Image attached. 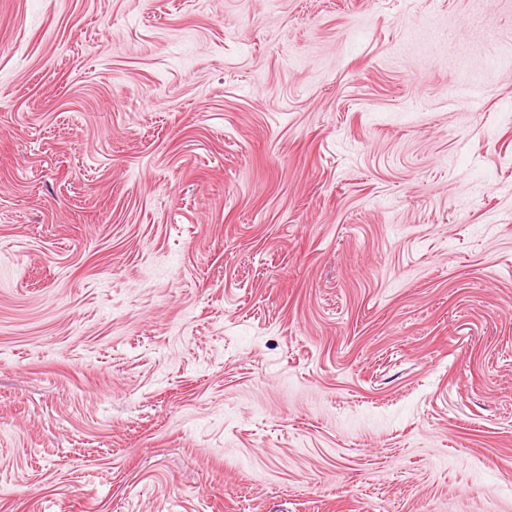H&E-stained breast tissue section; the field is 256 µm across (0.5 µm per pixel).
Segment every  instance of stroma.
<instances>
[{"mask_svg":"<svg viewBox=\"0 0 512 512\" xmlns=\"http://www.w3.org/2000/svg\"><path fill=\"white\" fill-rule=\"evenodd\" d=\"M0 512H512V0H0Z\"/></svg>","mask_w":512,"mask_h":512,"instance_id":"35a3bbf8","label":"stroma"}]
</instances>
